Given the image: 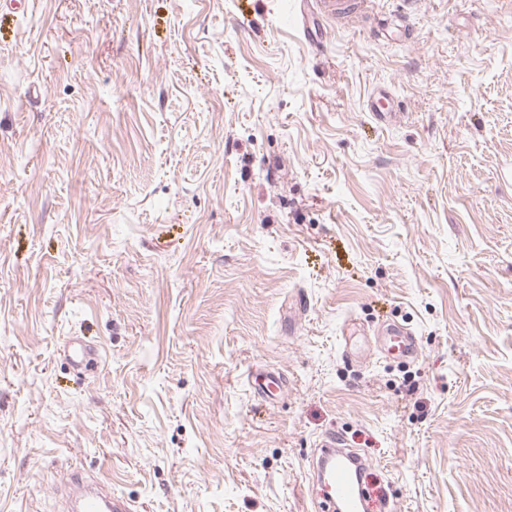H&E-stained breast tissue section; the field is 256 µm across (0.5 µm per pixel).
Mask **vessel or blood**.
Here are the masks:
<instances>
[{
	"instance_id": "vessel-or-blood-1",
	"label": "vessel or blood",
	"mask_w": 512,
	"mask_h": 512,
	"mask_svg": "<svg viewBox=\"0 0 512 512\" xmlns=\"http://www.w3.org/2000/svg\"><path fill=\"white\" fill-rule=\"evenodd\" d=\"M373 0H301L299 22L304 36H311L310 19L327 24L337 19L369 14ZM366 108L382 124H392L403 117L400 103L393 92L378 88L366 98ZM384 350L414 359L420 353L419 340L407 328L391 325L384 329ZM321 453L313 464L314 480L325 491L330 502L339 504L340 512H363L366 494L362 486L365 467L362 459L345 451L340 436L328 433L318 443ZM63 482L71 490V512H133L134 506L112 495L104 482L84 480L81 475L64 473Z\"/></svg>"
}]
</instances>
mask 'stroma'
I'll return each instance as SVG.
<instances>
[{
    "mask_svg": "<svg viewBox=\"0 0 512 512\" xmlns=\"http://www.w3.org/2000/svg\"><path fill=\"white\" fill-rule=\"evenodd\" d=\"M24 3L0 9V512H59L70 468L137 512H315L328 432L397 512H512V0H375L312 43L298 0ZM403 13L412 36H371ZM389 322L418 359L380 352ZM383 101H386V106L381 104ZM366 109L371 112L377 122L382 124L396 123L404 116L400 102L393 92L386 88H378L370 92L366 98Z\"/></svg>",
    "mask_w": 512,
    "mask_h": 512,
    "instance_id": "1",
    "label": "stroma"
}]
</instances>
